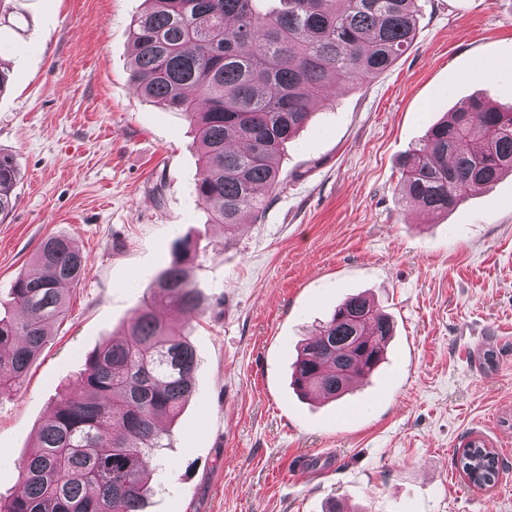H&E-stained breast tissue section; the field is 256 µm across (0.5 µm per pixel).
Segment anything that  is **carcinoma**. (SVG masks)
I'll list each match as a JSON object with an SVG mask.
<instances>
[{
  "instance_id": "1",
  "label": "carcinoma",
  "mask_w": 512,
  "mask_h": 512,
  "mask_svg": "<svg viewBox=\"0 0 512 512\" xmlns=\"http://www.w3.org/2000/svg\"><path fill=\"white\" fill-rule=\"evenodd\" d=\"M130 26L132 77L141 94L184 113L199 147L195 194L228 236L264 208L280 184L285 145L311 121L326 87L360 84L413 44L418 0H146ZM512 173V111L479 98L433 124L401 161L403 197L428 214L454 209ZM19 171L0 152V214L16 206ZM199 242L173 245L153 280V298L122 333L88 354L75 390L56 402L21 463L24 491L0 496V512H144L149 460L167 446L160 426L192 392L196 353L165 311L192 316L205 306L190 274ZM85 260L67 235L45 238L34 270L10 288L12 317L0 316V390L18 389L67 311ZM393 335L390 317L364 294L347 297L319 323L293 364L303 396L337 400L370 376ZM459 466L493 483L495 451L472 440Z\"/></svg>"
}]
</instances>
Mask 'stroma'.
<instances>
[{"mask_svg":"<svg viewBox=\"0 0 512 512\" xmlns=\"http://www.w3.org/2000/svg\"><path fill=\"white\" fill-rule=\"evenodd\" d=\"M390 68L315 106L281 186L226 236L194 195L186 116L131 79L144 0H0V151L20 170L0 218V315L50 235L86 261L20 391L0 395V494L88 352L148 300L175 240L198 239L206 310L193 393L150 460L146 512H512V175L433 218L407 207L400 160L462 101L512 106V0H420ZM394 323L375 374L341 399L291 386L298 350L346 297ZM480 437L502 474L471 485Z\"/></svg>","mask_w":512,"mask_h":512,"instance_id":"obj_1","label":"stroma"}]
</instances>
